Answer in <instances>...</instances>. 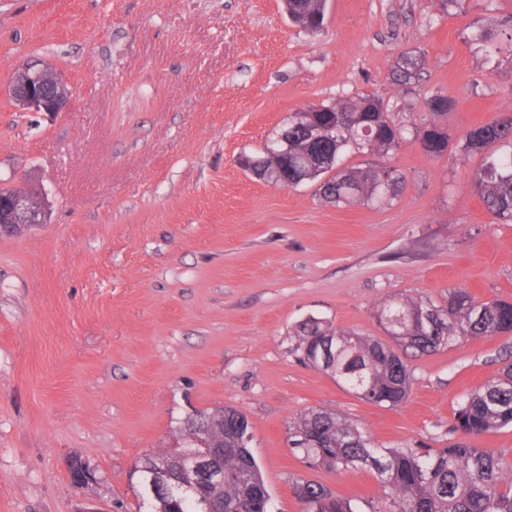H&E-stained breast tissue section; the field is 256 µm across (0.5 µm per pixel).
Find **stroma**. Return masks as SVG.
I'll return each mask as SVG.
<instances>
[{
    "label": "stroma",
    "mask_w": 512,
    "mask_h": 512,
    "mask_svg": "<svg viewBox=\"0 0 512 512\" xmlns=\"http://www.w3.org/2000/svg\"><path fill=\"white\" fill-rule=\"evenodd\" d=\"M511 16L512 0H328L314 36L281 0H0V186L27 177L48 212L0 236V512H137L133 464L194 411L246 416L272 512H301L299 479L383 496L370 470L292 453L301 412L385 447H446L459 401L512 363V335L408 353L411 389L391 408L301 363L293 333L316 318L383 338L379 311L409 294L512 300V224L472 187L483 154L457 148L512 113V56L472 45ZM406 56L419 79L393 84ZM38 59L71 89L63 112L9 95ZM435 93L455 102L449 148L402 142L390 204L331 205L236 162L305 107L377 94L409 127ZM76 455L93 482L71 483Z\"/></svg>",
    "instance_id": "stroma-1"
}]
</instances>
